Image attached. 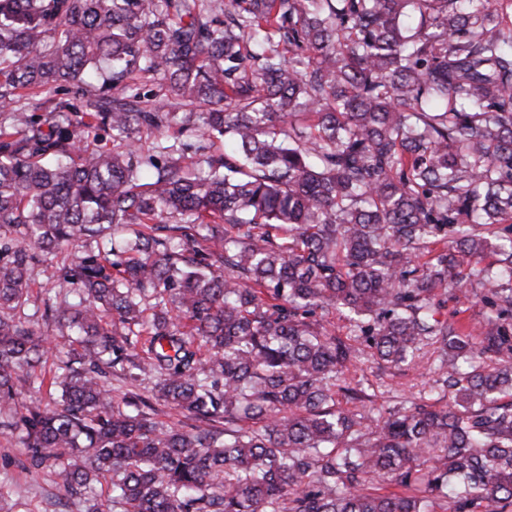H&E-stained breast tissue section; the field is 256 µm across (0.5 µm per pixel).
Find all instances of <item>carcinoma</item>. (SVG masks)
<instances>
[{
    "label": "carcinoma",
    "mask_w": 512,
    "mask_h": 512,
    "mask_svg": "<svg viewBox=\"0 0 512 512\" xmlns=\"http://www.w3.org/2000/svg\"><path fill=\"white\" fill-rule=\"evenodd\" d=\"M501 4L0 0V428L21 464L83 512H104L103 479L112 512H512ZM32 88L81 104L45 131L13 108ZM95 126L116 147L87 148ZM61 252L79 301L45 305L53 345L17 311ZM471 288L477 348L442 316ZM59 347L57 401L23 402ZM426 347L444 407L376 412L351 386L364 354L398 368ZM113 375L152 387L122 408Z\"/></svg>",
    "instance_id": "1"
}]
</instances>
